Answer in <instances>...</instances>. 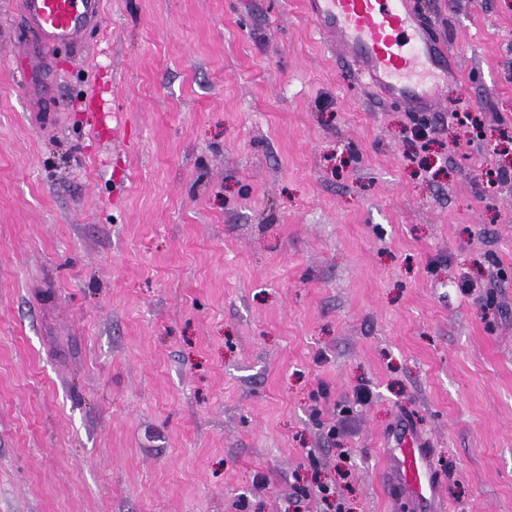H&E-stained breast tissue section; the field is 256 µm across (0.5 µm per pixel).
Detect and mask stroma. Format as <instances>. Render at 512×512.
<instances>
[{"label":"stroma","instance_id":"1","mask_svg":"<svg viewBox=\"0 0 512 512\" xmlns=\"http://www.w3.org/2000/svg\"><path fill=\"white\" fill-rule=\"evenodd\" d=\"M15 2L0 512H407L403 421L445 512H512V0H418L454 56L423 148L303 0H105L34 110Z\"/></svg>","mask_w":512,"mask_h":512}]
</instances>
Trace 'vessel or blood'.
<instances>
[{
  "label": "vessel or blood",
  "mask_w": 512,
  "mask_h": 512,
  "mask_svg": "<svg viewBox=\"0 0 512 512\" xmlns=\"http://www.w3.org/2000/svg\"><path fill=\"white\" fill-rule=\"evenodd\" d=\"M317 29L341 51L357 80L392 103L415 112L432 107L448 81V47L432 34L412 0H308ZM24 95L29 104L49 91L42 80L51 51L80 48L104 20L103 0H20ZM389 449L387 477L413 512H440L432 450L403 427Z\"/></svg>",
  "instance_id": "obj_1"
}]
</instances>
